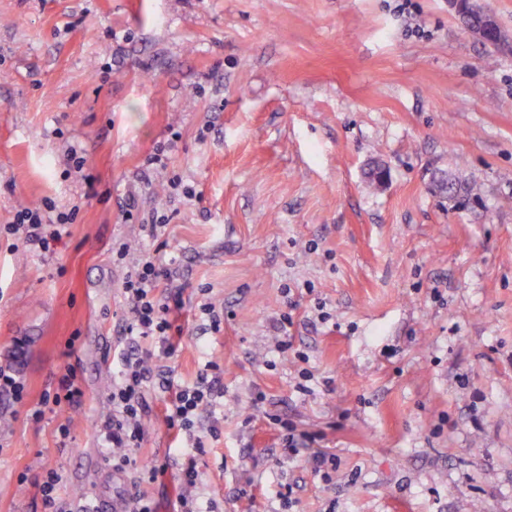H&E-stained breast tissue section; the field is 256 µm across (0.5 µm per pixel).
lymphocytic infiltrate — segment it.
I'll return each instance as SVG.
<instances>
[{
	"instance_id": "1",
	"label": "lymphocytic infiltrate",
	"mask_w": 512,
	"mask_h": 512,
	"mask_svg": "<svg viewBox=\"0 0 512 512\" xmlns=\"http://www.w3.org/2000/svg\"><path fill=\"white\" fill-rule=\"evenodd\" d=\"M79 210H57L53 200L45 199L37 205H23L16 209L12 222L4 231L28 251L44 256L54 253L63 240L66 228L75 223ZM169 218L149 215L142 228L152 249L142 252L128 272L123 285L124 301L129 315L124 320L122 333L129 345L121 355V363L109 399L112 412L101 423L103 439L112 450V468L120 471L135 465L131 452L140 447L144 436L143 420L149 410L147 393L153 380L154 360L173 358L181 343V328L175 327L171 314L181 309L180 294H161L162 282L173 280L178 270L179 254L166 237ZM220 364L207 362L196 383L184 385L175 381L172 368L162 369L161 388L170 395L165 410V425L180 440L184 462L179 480L186 492L178 499V512H203L192 490L199 479L196 457L205 451V435H218V425L201 431L198 416L202 410L220 403L224 397ZM83 390L74 366H67L56 381L54 392L44 393L41 407L33 412V420H41L45 413L55 412L67 405L81 404Z\"/></svg>"
}]
</instances>
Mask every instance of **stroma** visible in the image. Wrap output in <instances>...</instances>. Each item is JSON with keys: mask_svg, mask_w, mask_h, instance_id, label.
<instances>
[{"mask_svg": "<svg viewBox=\"0 0 512 512\" xmlns=\"http://www.w3.org/2000/svg\"><path fill=\"white\" fill-rule=\"evenodd\" d=\"M487 56L451 0H0V229L46 197L80 207L50 258L0 232V365L25 381L22 401L0 396V512H43L50 470L64 493L175 512L160 391L133 455H170L164 477L113 473L99 432L126 345L112 241L147 247L130 203L169 216L180 254L178 380L224 367L199 421L221 428L197 458L204 505L512 512V53ZM173 175L195 200L158 192ZM69 364L81 405L33 421ZM272 413L312 442L285 452ZM318 451L338 459L330 480Z\"/></svg>", "mask_w": 512, "mask_h": 512, "instance_id": "1", "label": "stroma"}]
</instances>
